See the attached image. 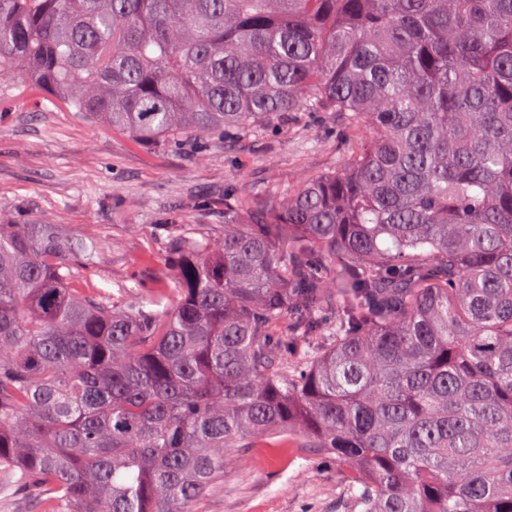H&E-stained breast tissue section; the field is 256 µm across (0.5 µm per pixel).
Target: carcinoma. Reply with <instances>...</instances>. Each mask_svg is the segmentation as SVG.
<instances>
[{
	"label": "carcinoma",
	"mask_w": 512,
	"mask_h": 512,
	"mask_svg": "<svg viewBox=\"0 0 512 512\" xmlns=\"http://www.w3.org/2000/svg\"><path fill=\"white\" fill-rule=\"evenodd\" d=\"M20 76L145 145L294 112L368 136L224 194V232L119 300L81 275L94 239L0 214L7 487L190 512L234 449L299 446L360 512H512V0H0Z\"/></svg>",
	"instance_id": "carcinoma-1"
}]
</instances>
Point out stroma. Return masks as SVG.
<instances>
[{"instance_id":"stroma-1","label":"stroma","mask_w":512,"mask_h":512,"mask_svg":"<svg viewBox=\"0 0 512 512\" xmlns=\"http://www.w3.org/2000/svg\"><path fill=\"white\" fill-rule=\"evenodd\" d=\"M339 128L335 114L296 112L283 129L231 142L145 148L20 81L0 96V213L96 239L86 278L97 287L148 286L165 270L172 236L189 227L223 232L227 187L273 195L336 169ZM236 454L223 486L191 512H355L349 471L335 458L310 448Z\"/></svg>"}]
</instances>
